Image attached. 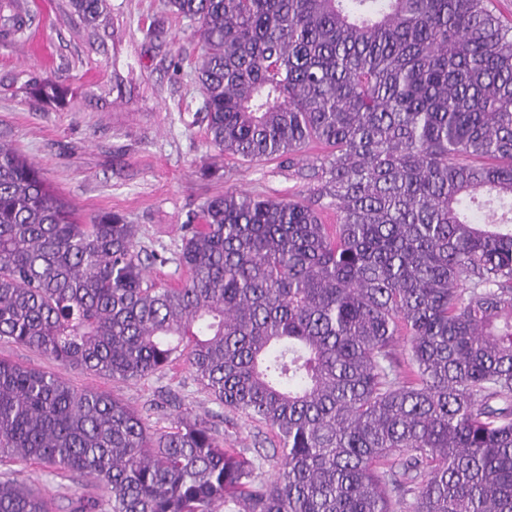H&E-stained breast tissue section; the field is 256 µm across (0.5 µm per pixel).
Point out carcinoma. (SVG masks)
<instances>
[{
    "instance_id": "1",
    "label": "carcinoma",
    "mask_w": 512,
    "mask_h": 512,
    "mask_svg": "<svg viewBox=\"0 0 512 512\" xmlns=\"http://www.w3.org/2000/svg\"><path fill=\"white\" fill-rule=\"evenodd\" d=\"M166 6L199 25L209 143L290 167L322 145L313 197L213 196L170 254L0 144V340L124 382L182 360L274 446L0 360V463L112 492L65 512H512V24L490 0ZM0 512L55 510L1 476Z\"/></svg>"
}]
</instances>
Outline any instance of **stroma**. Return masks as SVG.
<instances>
[{"instance_id": "35a3bbf8", "label": "stroma", "mask_w": 512, "mask_h": 512, "mask_svg": "<svg viewBox=\"0 0 512 512\" xmlns=\"http://www.w3.org/2000/svg\"><path fill=\"white\" fill-rule=\"evenodd\" d=\"M106 2L104 14L88 26L70 0H29L37 34L0 36V142L34 162L83 221L117 213L138 226L144 246L171 249L187 213L214 195L312 192L314 181L296 168L240 161L210 145L193 72L201 51L195 25L165 10L164 0ZM46 76L62 83V104L31 95L32 82ZM0 359L114 396L159 428L171 418L153 405L169 391L235 447L270 444L257 423L240 416L225 421L223 408L209 401L183 364L164 377L128 383L63 366L12 342L0 341ZM16 475L60 504L75 493L108 494L88 475L53 477L33 465L17 466Z\"/></svg>"}]
</instances>
